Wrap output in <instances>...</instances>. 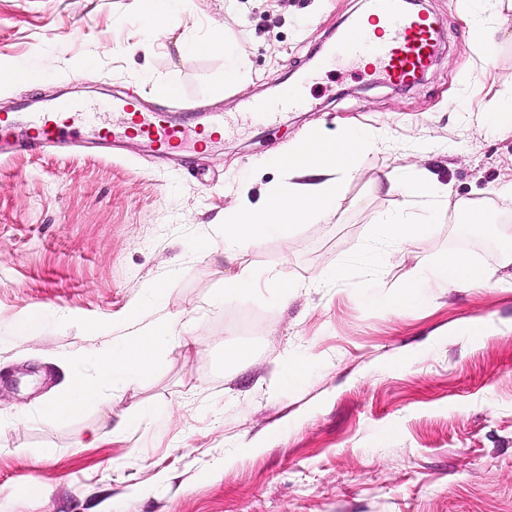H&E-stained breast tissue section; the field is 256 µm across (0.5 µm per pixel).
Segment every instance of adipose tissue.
Returning <instances> with one entry per match:
<instances>
[{
	"instance_id": "ef3b65f1",
	"label": "adipose tissue",
	"mask_w": 512,
	"mask_h": 512,
	"mask_svg": "<svg viewBox=\"0 0 512 512\" xmlns=\"http://www.w3.org/2000/svg\"><path fill=\"white\" fill-rule=\"evenodd\" d=\"M371 134L353 129L340 130L335 139L309 136L297 145L283 163L298 180L288 185L272 186L260 206L241 205L224 216V247L234 251L277 236L291 225L315 224L333 219L343 199L345 180L357 170L359 150L374 142ZM388 189L401 193L408 201L427 200L422 212L406 209L382 216L372 228L374 237L401 248L438 223L448 207L451 193L424 171L410 172L396 168L386 177ZM434 269L437 280L448 286L490 287L483 270L462 252H452L436 262L418 260L409 276L395 293L399 304L418 300V290L426 283L425 272ZM192 346L195 339L189 324L178 318H159L144 322L139 307H132L126 320V333L120 343L98 355L95 373L50 397L44 405L47 421L68 417L99 400L103 385L129 386L150 374L160 355L171 343Z\"/></svg>"
}]
</instances>
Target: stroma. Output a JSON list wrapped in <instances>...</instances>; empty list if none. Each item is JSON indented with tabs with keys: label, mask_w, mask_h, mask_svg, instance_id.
<instances>
[{
	"label": "stroma",
	"mask_w": 512,
	"mask_h": 512,
	"mask_svg": "<svg viewBox=\"0 0 512 512\" xmlns=\"http://www.w3.org/2000/svg\"><path fill=\"white\" fill-rule=\"evenodd\" d=\"M441 24L432 66L396 86L329 42L364 0H185L150 32L132 0H0V69L43 72L0 84V113L75 100L121 127L106 102L126 91L154 107L175 84L187 127L224 118L195 169L138 139L107 155L75 147L0 161V512H512V134L481 122L512 94V17L498 46L471 39L487 0H425ZM227 34L248 77L224 80V55L184 41ZM302 85L306 103L252 121V101ZM364 149L333 221L301 224L226 254L224 214L291 180L277 155L347 123ZM424 170L454 198L486 200L495 224L443 212L404 250L371 234L403 196L396 167ZM207 239L217 249L195 251ZM462 251L498 288L429 281L418 303L388 300L417 258ZM253 294L223 297L242 267ZM300 288L276 295L267 273ZM340 279L310 284L319 270ZM159 285L161 299L147 288ZM194 319L196 350L170 345L160 366L102 403L49 423L44 402L94 374L95 349L122 333L128 310ZM39 321L37 335L22 327ZM244 346V361L227 350ZM305 380L276 383L278 367ZM140 408L145 419L124 420Z\"/></svg>",
	"instance_id": "35a3bbf8"
}]
</instances>
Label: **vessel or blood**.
Listing matches in <instances>:
<instances>
[{
	"mask_svg": "<svg viewBox=\"0 0 512 512\" xmlns=\"http://www.w3.org/2000/svg\"><path fill=\"white\" fill-rule=\"evenodd\" d=\"M367 9L385 25V37L369 40L362 25L349 26L341 35L339 53L370 56L375 68L394 83L408 84L418 79L437 52V20L401 10L397 0H367ZM109 107L128 116L126 126L104 129L95 113L75 102L48 104L22 116L14 112L1 115L0 149L19 148L37 154L67 147L85 135L101 145L137 136L156 151L180 154L183 162L189 163L207 137L205 130L187 131L173 123L168 113L146 108L132 92L113 99Z\"/></svg>",
	"mask_w": 512,
	"mask_h": 512,
	"instance_id": "1",
	"label": "vessel or blood"
}]
</instances>
